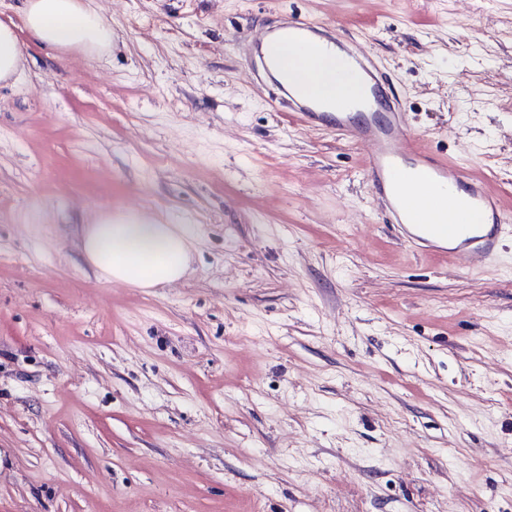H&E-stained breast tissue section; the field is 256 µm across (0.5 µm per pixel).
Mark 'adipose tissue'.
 I'll return each mask as SVG.
<instances>
[{
	"mask_svg": "<svg viewBox=\"0 0 512 512\" xmlns=\"http://www.w3.org/2000/svg\"><path fill=\"white\" fill-rule=\"evenodd\" d=\"M24 26L37 42L61 52H105L112 26L97 0H21ZM363 77L342 54H313L305 46L288 48V86L322 100L357 95ZM191 225L171 223L148 211L107 210L82 231L81 249L88 264L109 282L132 288H161L187 272L194 249Z\"/></svg>",
	"mask_w": 512,
	"mask_h": 512,
	"instance_id": "adipose-tissue-1",
	"label": "adipose tissue"
}]
</instances>
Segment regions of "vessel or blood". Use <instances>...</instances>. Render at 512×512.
I'll return each mask as SVG.
<instances>
[{
  "label": "vessel or blood",
  "instance_id": "1",
  "mask_svg": "<svg viewBox=\"0 0 512 512\" xmlns=\"http://www.w3.org/2000/svg\"><path fill=\"white\" fill-rule=\"evenodd\" d=\"M278 38L288 43L320 46L322 40L340 44L338 35L306 22H291L278 30ZM370 94L354 99H339L325 105L314 98H289L287 107L306 123L333 119L334 128L368 149L367 182L384 204L389 218L401 224L414 243L434 246L446 243L455 255L493 258L504 216L496 200L478 182H463L458 165L444 162L420 151L400 146L401 111L392 109L384 121L368 120L357 124L352 115L370 104ZM466 183L465 195L440 194L439 186ZM480 214L482 223H470L472 214Z\"/></svg>",
  "mask_w": 512,
  "mask_h": 512
}]
</instances>
